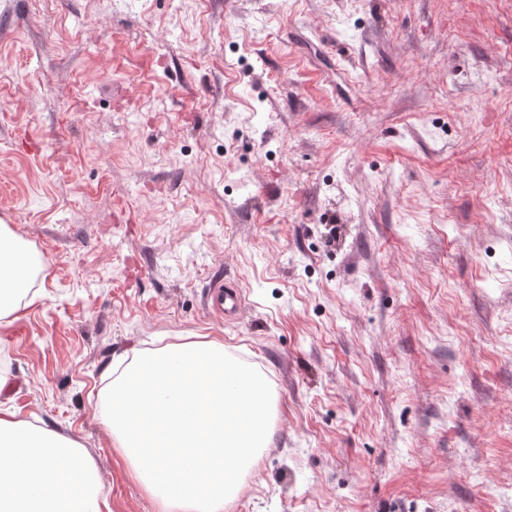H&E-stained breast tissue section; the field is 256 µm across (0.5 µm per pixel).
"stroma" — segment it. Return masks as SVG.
Returning <instances> with one entry per match:
<instances>
[{
	"mask_svg": "<svg viewBox=\"0 0 512 512\" xmlns=\"http://www.w3.org/2000/svg\"><path fill=\"white\" fill-rule=\"evenodd\" d=\"M0 220V401L112 512L107 385L213 338L277 401L224 512H512V0H0ZM0 223V324H3L19 309L21 298L26 297L17 285L27 279L26 272L31 265L41 271L43 263L13 236L7 224L1 220ZM208 305L224 315H237L244 306V296L233 283L226 282L222 275H214L207 285Z\"/></svg>",
	"mask_w": 512,
	"mask_h": 512,
	"instance_id": "1",
	"label": "stroma"
}]
</instances>
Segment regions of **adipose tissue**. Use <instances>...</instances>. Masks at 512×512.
<instances>
[{
	"instance_id": "1",
	"label": "adipose tissue",
	"mask_w": 512,
	"mask_h": 512,
	"mask_svg": "<svg viewBox=\"0 0 512 512\" xmlns=\"http://www.w3.org/2000/svg\"><path fill=\"white\" fill-rule=\"evenodd\" d=\"M40 259L0 225V322L19 308L20 283ZM96 467L83 446L54 428L0 408V512H106Z\"/></svg>"
}]
</instances>
